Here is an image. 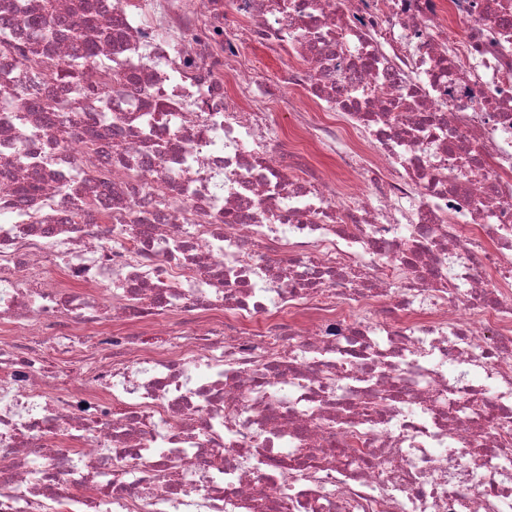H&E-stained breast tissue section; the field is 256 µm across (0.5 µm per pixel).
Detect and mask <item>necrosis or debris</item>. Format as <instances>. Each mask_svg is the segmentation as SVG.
Wrapping results in <instances>:
<instances>
[{
    "label": "necrosis or debris",
    "mask_w": 512,
    "mask_h": 512,
    "mask_svg": "<svg viewBox=\"0 0 512 512\" xmlns=\"http://www.w3.org/2000/svg\"><path fill=\"white\" fill-rule=\"evenodd\" d=\"M14 3L0 512H512V0ZM70 37H71L72 44L74 46V53L72 55L70 63L63 68H60L59 70H60L61 81L65 84L69 85L70 87L76 88V91L73 92L74 98L71 101L72 107H76V106L80 105V103H81V101H80L81 93L79 91H77V88L79 87V84H80V78H79V72L76 68V65H77L76 60L78 59V56L81 53V51L84 50V48H85V40L82 37V35L79 33V31H77V29H75V28L70 30ZM245 53L249 57H255L264 60L268 67L269 75L280 78L285 75L286 61L267 53L266 49L259 45H250L245 49Z\"/></svg>",
    "instance_id": "obj_1"
}]
</instances>
